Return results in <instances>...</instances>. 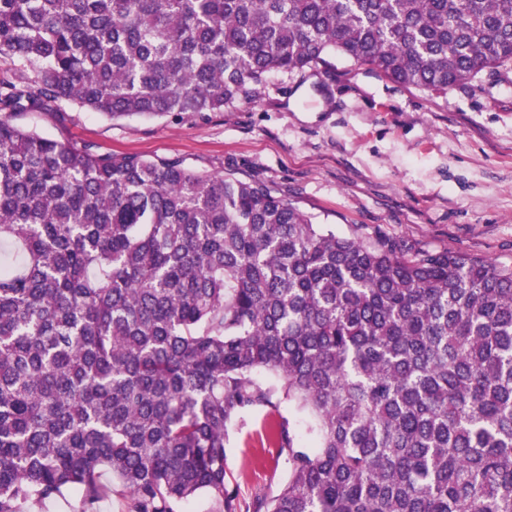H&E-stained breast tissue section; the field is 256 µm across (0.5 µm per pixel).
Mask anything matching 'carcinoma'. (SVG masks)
<instances>
[{
  "instance_id": "cac0c4a2",
  "label": "carcinoma",
  "mask_w": 512,
  "mask_h": 512,
  "mask_svg": "<svg viewBox=\"0 0 512 512\" xmlns=\"http://www.w3.org/2000/svg\"><path fill=\"white\" fill-rule=\"evenodd\" d=\"M336 54L446 94L512 69V0H0V512H96L105 470L239 512L257 408L289 477L252 512H512V265L12 122L222 112ZM81 510L80 493L76 490H71L63 497L47 500L37 512H81Z\"/></svg>"
}]
</instances>
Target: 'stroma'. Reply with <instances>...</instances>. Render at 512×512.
I'll return each mask as SVG.
<instances>
[{
    "label": "stroma",
    "instance_id": "stroma-1",
    "mask_svg": "<svg viewBox=\"0 0 512 512\" xmlns=\"http://www.w3.org/2000/svg\"><path fill=\"white\" fill-rule=\"evenodd\" d=\"M14 122L69 145L267 184L339 236L383 233L512 264V71L443 96L336 55L269 75L254 101L221 112L111 120L70 105ZM263 416L226 442L227 480L244 505L288 480L285 460L261 445Z\"/></svg>",
    "mask_w": 512,
    "mask_h": 512
}]
</instances>
